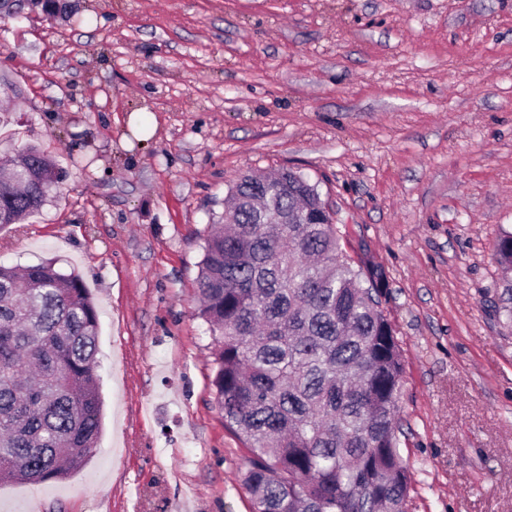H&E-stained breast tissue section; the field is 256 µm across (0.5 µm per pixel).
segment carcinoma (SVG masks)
I'll return each instance as SVG.
<instances>
[{"label":"carcinoma","instance_id":"cac0c4a2","mask_svg":"<svg viewBox=\"0 0 512 512\" xmlns=\"http://www.w3.org/2000/svg\"><path fill=\"white\" fill-rule=\"evenodd\" d=\"M55 0H0V11ZM64 171L31 146L0 175V228L38 212ZM333 212L301 174L244 175L204 238L200 317L211 385L251 457L255 512H407L396 421L400 345L386 276L352 258ZM512 266V233L496 245ZM99 315L82 276L55 262L0 265V483H42L96 449Z\"/></svg>","mask_w":512,"mask_h":512}]
</instances>
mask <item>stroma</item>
<instances>
[{
  "label": "stroma",
  "instance_id": "35a3bbf8",
  "mask_svg": "<svg viewBox=\"0 0 512 512\" xmlns=\"http://www.w3.org/2000/svg\"><path fill=\"white\" fill-rule=\"evenodd\" d=\"M0 20V159L67 172L0 229L99 312L103 425L0 512H254L211 386L203 233L248 173L299 172L383 267L410 512H512V0H70Z\"/></svg>",
  "mask_w": 512,
  "mask_h": 512
}]
</instances>
